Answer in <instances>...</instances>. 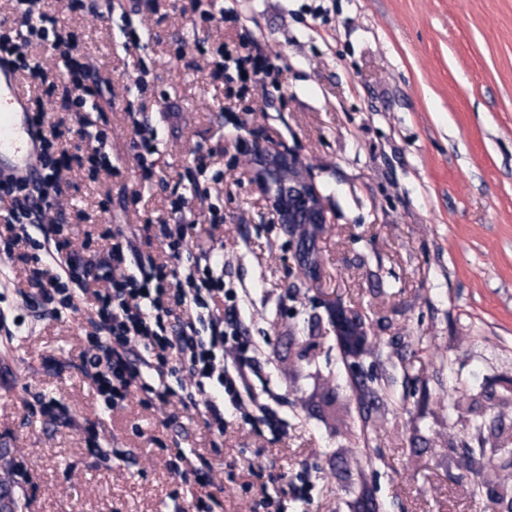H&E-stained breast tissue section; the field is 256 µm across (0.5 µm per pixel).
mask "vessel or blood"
<instances>
[{"instance_id": "vessel-or-blood-1", "label": "vessel or blood", "mask_w": 512, "mask_h": 512, "mask_svg": "<svg viewBox=\"0 0 512 512\" xmlns=\"http://www.w3.org/2000/svg\"><path fill=\"white\" fill-rule=\"evenodd\" d=\"M43 129L29 111L27 91L10 58L0 59V180L33 184L43 168Z\"/></svg>"}]
</instances>
